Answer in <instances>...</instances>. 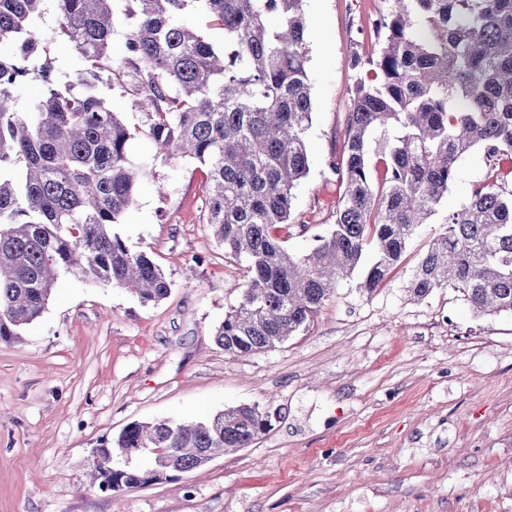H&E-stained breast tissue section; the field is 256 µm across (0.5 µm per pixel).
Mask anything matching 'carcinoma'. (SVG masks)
<instances>
[{
    "label": "carcinoma",
    "mask_w": 512,
    "mask_h": 512,
    "mask_svg": "<svg viewBox=\"0 0 512 512\" xmlns=\"http://www.w3.org/2000/svg\"><path fill=\"white\" fill-rule=\"evenodd\" d=\"M45 0H0V339H15L46 308L59 271L134 292L143 304L172 283L115 227L134 202L147 163L135 136L104 100L75 91L90 74L122 86L133 70L149 102V134L171 155L208 168L207 224L224 253L244 264L240 300L215 329L227 353L271 350L310 326L366 250L358 288L371 294L435 214L475 147L512 174V0H390L373 29L375 58L349 89L342 154L330 169L342 188L334 223L311 233L300 256L281 231L295 225L294 189L309 173L312 89L303 0H131L126 57L109 54L118 0H55L51 37L32 28ZM194 10L224 32L217 45L188 26ZM74 47L85 68L57 84L48 44ZM44 92L24 112L15 90ZM452 288L480 315L512 314V197L475 187L448 213L408 282L425 297ZM273 414L240 405L212 418L133 422L98 444V485L126 489L204 468L250 447ZM148 449L151 464L129 458Z\"/></svg>",
    "instance_id": "obj_1"
}]
</instances>
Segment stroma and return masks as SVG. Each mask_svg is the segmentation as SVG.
I'll use <instances>...</instances> for the list:
<instances>
[{"instance_id": "1", "label": "stroma", "mask_w": 512, "mask_h": 512, "mask_svg": "<svg viewBox=\"0 0 512 512\" xmlns=\"http://www.w3.org/2000/svg\"><path fill=\"white\" fill-rule=\"evenodd\" d=\"M385 0H304L312 84L310 171L294 215L334 221L351 54L377 56L369 21ZM86 87L136 128L148 160L117 230L172 283L134 293L61 272L43 314L0 339V512H512V316L476 315L462 294L406 288L448 212L493 168L482 148L400 266L370 296L344 281L305 331L248 356L214 329L245 282L206 220L208 170L161 153L133 85ZM279 413L250 447L204 473L104 492L91 450L134 421H191L242 404Z\"/></svg>"}]
</instances>
